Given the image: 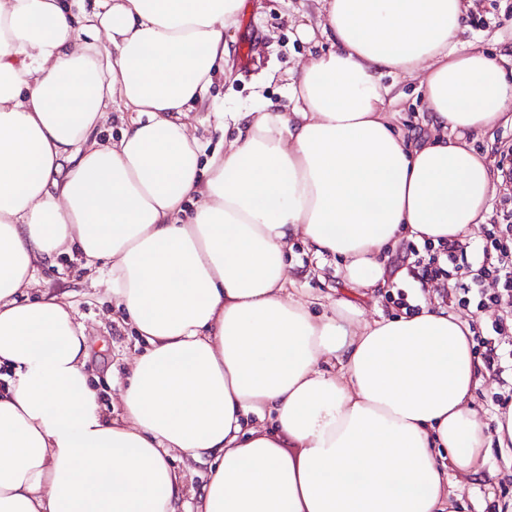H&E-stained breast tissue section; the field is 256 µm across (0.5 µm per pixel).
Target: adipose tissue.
Returning a JSON list of instances; mask_svg holds the SVG:
<instances>
[{"label": "adipose tissue", "mask_w": 512, "mask_h": 512, "mask_svg": "<svg viewBox=\"0 0 512 512\" xmlns=\"http://www.w3.org/2000/svg\"><path fill=\"white\" fill-rule=\"evenodd\" d=\"M317 3L304 32L332 49L291 111L236 113L205 160L183 117L240 0H0V512H450L453 477L512 446V410L491 429L475 408L468 322L320 313L286 262L300 239L380 291L401 239L484 223L492 175L466 137L512 124V53L460 41L471 0ZM418 72L410 141L383 79ZM116 101L129 121L99 140ZM66 254L145 342L119 404L42 284Z\"/></svg>", "instance_id": "obj_1"}]
</instances>
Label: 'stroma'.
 <instances>
[{
	"label": "stroma",
	"mask_w": 512,
	"mask_h": 512,
	"mask_svg": "<svg viewBox=\"0 0 512 512\" xmlns=\"http://www.w3.org/2000/svg\"><path fill=\"white\" fill-rule=\"evenodd\" d=\"M315 24L314 0H243L237 24L225 33L228 51L223 72L214 76L201 103L194 105L188 121L197 128L203 157L220 147L235 133L233 117L238 112H259L267 103L288 105V81L294 69L311 55L330 50V42L306 39L300 23ZM463 40L479 42L491 55L512 49V0H482L466 20ZM398 101L388 104L396 131L410 138L417 133L424 110V91L414 76L396 79ZM288 265L306 294L321 297L323 303L343 297L360 311L359 319L370 322L402 314L398 292L409 303H417L411 274H389V286L382 295L355 293L344 284L333 258L317 259L302 241H295ZM48 287L68 292L77 315L91 335L89 364L101 383V392L119 396L111 388L113 374H124L128 363L140 351L141 339L113 321L115 306L106 286H91L77 260L61 256L56 266L42 273ZM453 497L455 512H497L498 502L512 501V458L493 451L484 469L458 483Z\"/></svg>",
	"instance_id": "obj_1"
}]
</instances>
